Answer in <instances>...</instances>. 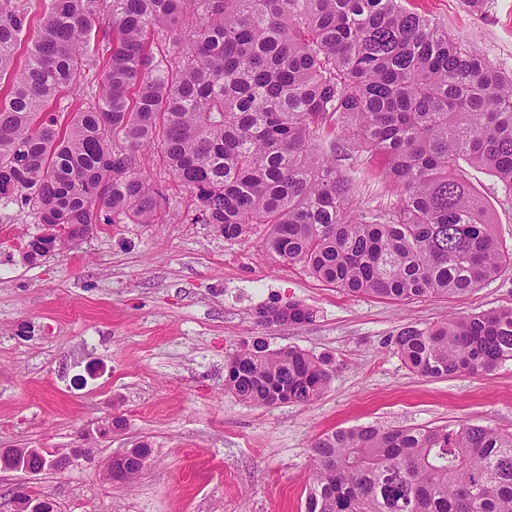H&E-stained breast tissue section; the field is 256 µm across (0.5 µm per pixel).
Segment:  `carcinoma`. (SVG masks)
<instances>
[{
    "label": "carcinoma",
    "mask_w": 512,
    "mask_h": 512,
    "mask_svg": "<svg viewBox=\"0 0 512 512\" xmlns=\"http://www.w3.org/2000/svg\"><path fill=\"white\" fill-rule=\"evenodd\" d=\"M91 73L92 102L51 112ZM338 114L397 189L368 218L336 144L319 146ZM156 145L194 223L226 240L261 224L267 255L348 293L462 295L512 268L461 175L485 169L512 194V77L401 0H0V205L80 238L149 224L168 203L142 169ZM48 253L35 237L24 257ZM392 343L422 377L487 374L512 361V307L405 326ZM225 370L262 406L306 404L331 381L326 359L258 343ZM310 458L305 512H512V430L358 426L316 439Z\"/></svg>",
    "instance_id": "obj_1"
}]
</instances>
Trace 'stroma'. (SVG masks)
Segmentation results:
<instances>
[{
	"instance_id": "35a3bbf8",
	"label": "stroma",
	"mask_w": 512,
	"mask_h": 512,
	"mask_svg": "<svg viewBox=\"0 0 512 512\" xmlns=\"http://www.w3.org/2000/svg\"><path fill=\"white\" fill-rule=\"evenodd\" d=\"M512 75V0H402ZM364 214L397 197L384 157L349 141L336 163ZM465 176L512 247V195L482 169ZM37 227L17 206L0 223V448L91 454L61 471H0V512L18 487L58 512H304L312 443L374 425L512 429V362L487 375L412 373L390 340L401 328L512 307V269L463 296L404 304L352 295L272 259L262 236L227 240L206 224H104L30 264ZM299 302L310 323L263 325L260 308ZM295 347L329 360V386L307 404L243 403L224 388L244 346ZM150 462L133 483L109 480L136 445Z\"/></svg>"
}]
</instances>
